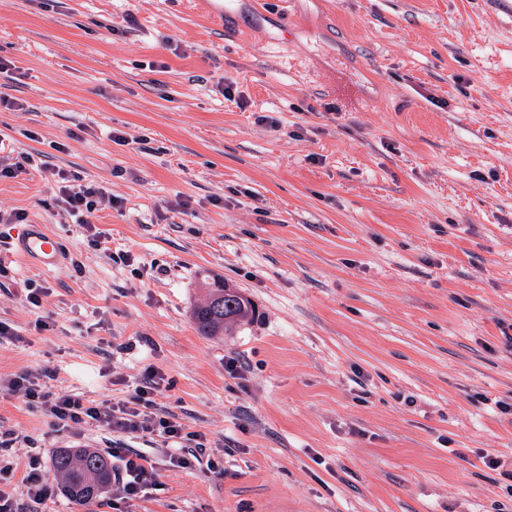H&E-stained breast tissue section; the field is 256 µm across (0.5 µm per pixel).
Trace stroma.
I'll return each mask as SVG.
<instances>
[{
    "label": "stroma",
    "instance_id": "35a3bbf8",
    "mask_svg": "<svg viewBox=\"0 0 512 512\" xmlns=\"http://www.w3.org/2000/svg\"><path fill=\"white\" fill-rule=\"evenodd\" d=\"M0 58L5 153L47 165L0 180V213L65 248L40 269L0 226V466L114 438L53 427L3 387L23 371L95 405L157 367V410L209 444L175 468L124 435L159 488L79 507L53 474L41 512H512V0H236L220 24L196 0H0ZM56 171L115 199L111 254ZM217 280L257 315L210 339L191 311Z\"/></svg>",
    "mask_w": 512,
    "mask_h": 512
}]
</instances>
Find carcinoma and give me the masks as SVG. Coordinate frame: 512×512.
Here are the masks:
<instances>
[{
    "instance_id": "carcinoma-1",
    "label": "carcinoma",
    "mask_w": 512,
    "mask_h": 512,
    "mask_svg": "<svg viewBox=\"0 0 512 512\" xmlns=\"http://www.w3.org/2000/svg\"><path fill=\"white\" fill-rule=\"evenodd\" d=\"M254 307L242 312L240 290L224 282L211 289L205 302L196 306L192 320L197 332L206 337L222 336L238 325L236 317H254ZM53 468L64 482L65 493L86 505L97 499L112 483V464L89 449H66L54 459Z\"/></svg>"
}]
</instances>
